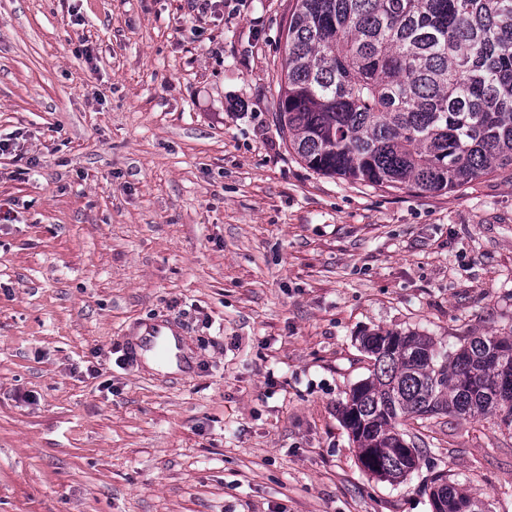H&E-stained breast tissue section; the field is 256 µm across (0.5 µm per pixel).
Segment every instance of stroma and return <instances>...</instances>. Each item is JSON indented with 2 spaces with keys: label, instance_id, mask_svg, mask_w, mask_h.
Masks as SVG:
<instances>
[{
  "label": "stroma",
  "instance_id": "35a3bbf8",
  "mask_svg": "<svg viewBox=\"0 0 512 512\" xmlns=\"http://www.w3.org/2000/svg\"><path fill=\"white\" fill-rule=\"evenodd\" d=\"M295 0H0V512H512V432L454 414L367 474L362 336L512 334V170L323 176L276 119ZM174 320L195 371L122 358ZM433 483L434 486L430 494L431 506L434 507L437 500L448 502V511L440 509L441 511L434 512H470L462 510L473 504L481 505L478 500H474V498L459 488V483L451 479L447 474L436 476Z\"/></svg>",
  "mask_w": 512,
  "mask_h": 512
}]
</instances>
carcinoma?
Wrapping results in <instances>:
<instances>
[{"mask_svg":"<svg viewBox=\"0 0 512 512\" xmlns=\"http://www.w3.org/2000/svg\"><path fill=\"white\" fill-rule=\"evenodd\" d=\"M279 126L317 173L450 192L512 168V0H296ZM373 361L340 406L364 470L414 471L399 420L454 413L512 431V336L439 350L417 332L362 338ZM431 503L476 500L447 474Z\"/></svg>","mask_w":512,"mask_h":512,"instance_id":"1","label":"carcinoma"}]
</instances>
